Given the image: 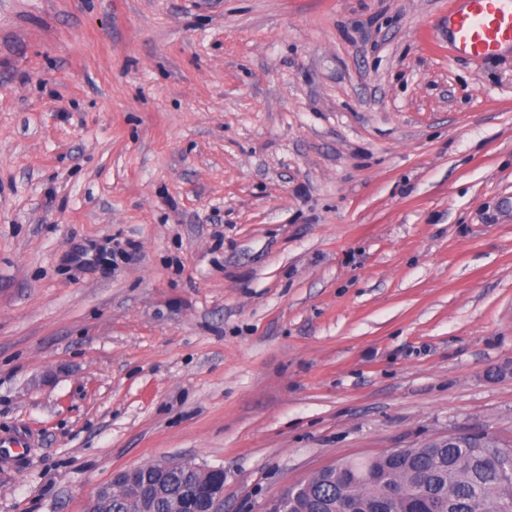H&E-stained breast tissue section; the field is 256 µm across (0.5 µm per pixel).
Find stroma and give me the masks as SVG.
<instances>
[{"label": "stroma", "mask_w": 512, "mask_h": 512, "mask_svg": "<svg viewBox=\"0 0 512 512\" xmlns=\"http://www.w3.org/2000/svg\"><path fill=\"white\" fill-rule=\"evenodd\" d=\"M450 7L0 0V512L512 442V48ZM456 1L448 14V39L455 53L487 60L512 48V0ZM141 466L118 470L112 475V480L109 484L102 486L97 493L95 499L90 504L87 511L96 512L98 500L104 497H109L115 491H125L130 485L137 486L140 491L143 490V482L140 474Z\"/></svg>", "instance_id": "stroma-1"}]
</instances>
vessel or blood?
I'll list each match as a JSON object with an SVG mask.
<instances>
[{"instance_id": "1", "label": "vessel or blood", "mask_w": 512, "mask_h": 512, "mask_svg": "<svg viewBox=\"0 0 512 512\" xmlns=\"http://www.w3.org/2000/svg\"><path fill=\"white\" fill-rule=\"evenodd\" d=\"M448 39L457 54L494 58L512 47V0H457L448 14Z\"/></svg>"}]
</instances>
